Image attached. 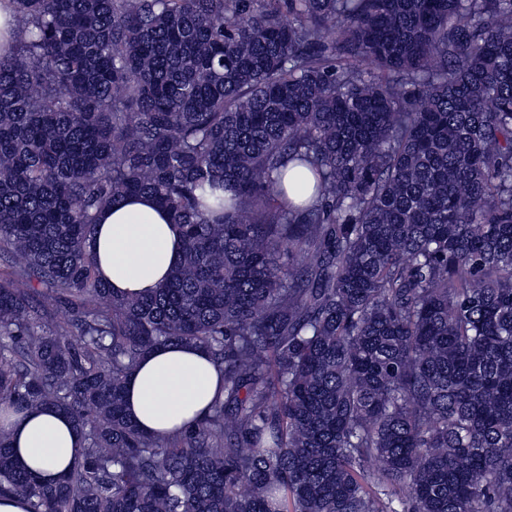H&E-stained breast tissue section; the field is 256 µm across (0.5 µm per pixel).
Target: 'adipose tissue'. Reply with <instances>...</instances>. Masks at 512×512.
I'll list each match as a JSON object with an SVG mask.
<instances>
[{
  "mask_svg": "<svg viewBox=\"0 0 512 512\" xmlns=\"http://www.w3.org/2000/svg\"><path fill=\"white\" fill-rule=\"evenodd\" d=\"M94 241L99 278L118 296L150 293L182 254L178 227L148 195L104 209ZM222 386L204 348L162 345L127 377V414L144 433L163 440L192 427ZM6 426L18 458L42 483L59 481L81 458L83 437L63 413L24 407L10 414Z\"/></svg>",
  "mask_w": 512,
  "mask_h": 512,
  "instance_id": "adipose-tissue-1",
  "label": "adipose tissue"
}]
</instances>
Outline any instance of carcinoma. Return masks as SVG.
Listing matches in <instances>:
<instances>
[{"label": "carcinoma", "mask_w": 512, "mask_h": 512, "mask_svg": "<svg viewBox=\"0 0 512 512\" xmlns=\"http://www.w3.org/2000/svg\"><path fill=\"white\" fill-rule=\"evenodd\" d=\"M0 55V494L29 512H512V0H13ZM183 254L113 295L98 214ZM76 331L78 343L65 339ZM206 349L160 443L125 379ZM65 413L55 484L1 423ZM11 1L2 0L0 2V54H4L9 48L12 39H15L18 33L17 22L8 3ZM5 45V48H4ZM94 241L99 278L118 296L150 293L182 254L178 227L149 195L104 209L94 228ZM127 414L144 433L163 440L192 427L222 392V376L202 347L162 345L127 377Z\"/></svg>", "instance_id": "1"}]
</instances>
